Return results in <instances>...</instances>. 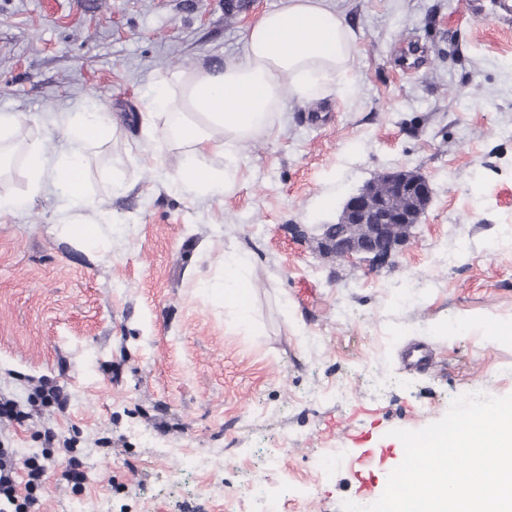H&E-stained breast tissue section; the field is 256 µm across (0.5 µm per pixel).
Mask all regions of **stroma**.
Returning <instances> with one entry per match:
<instances>
[{
	"mask_svg": "<svg viewBox=\"0 0 512 512\" xmlns=\"http://www.w3.org/2000/svg\"><path fill=\"white\" fill-rule=\"evenodd\" d=\"M334 3L356 36L347 88L290 103L241 152L234 190L200 199L166 180L181 153L160 173L134 158L143 97L160 71L240 58L280 0H0V113L24 118L27 144L91 102L119 129L84 170L100 239L69 233L52 192L0 217V395L26 403L45 379L69 399L0 441L21 461L53 428L79 438L89 473L77 492L49 483L37 512H228L250 475L293 486L280 512L367 506L385 485L364 450L399 447L392 430L470 388L512 395V0ZM399 169L434 189L410 242L378 268L320 253L346 198ZM116 172L128 191L113 193ZM238 250L248 324L216 287ZM414 342L431 368L401 365ZM198 456L209 470L191 472Z\"/></svg>",
	"mask_w": 512,
	"mask_h": 512,
	"instance_id": "obj_1",
	"label": "stroma"
}]
</instances>
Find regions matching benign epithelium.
<instances>
[{"instance_id":"benign-epithelium-1","label":"benign epithelium","mask_w":512,"mask_h":512,"mask_svg":"<svg viewBox=\"0 0 512 512\" xmlns=\"http://www.w3.org/2000/svg\"><path fill=\"white\" fill-rule=\"evenodd\" d=\"M432 195L429 179L415 171L384 173L347 198L338 232H323L318 248L337 260L360 255L381 266L409 240Z\"/></svg>"}]
</instances>
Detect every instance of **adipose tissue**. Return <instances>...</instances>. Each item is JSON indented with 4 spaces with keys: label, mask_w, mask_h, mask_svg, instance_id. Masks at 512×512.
Returning a JSON list of instances; mask_svg holds the SVG:
<instances>
[{
    "label": "adipose tissue",
    "mask_w": 512,
    "mask_h": 512,
    "mask_svg": "<svg viewBox=\"0 0 512 512\" xmlns=\"http://www.w3.org/2000/svg\"><path fill=\"white\" fill-rule=\"evenodd\" d=\"M244 45L243 59L220 69L158 73L146 101L147 133L137 157L159 169L163 152L181 151L173 181L198 198L235 187L240 153L280 124L290 102L314 100L330 85L345 88L356 53L353 32L332 0H281L247 28ZM55 126L56 144L24 149L31 195L61 186L60 211L98 210L101 203L87 195L82 172L89 148L113 136L114 124L92 105L75 116L58 113ZM216 156L223 157V168L213 167ZM249 268L240 253L225 254L224 306L245 324L253 310Z\"/></svg>",
    "instance_id": "1"
}]
</instances>
